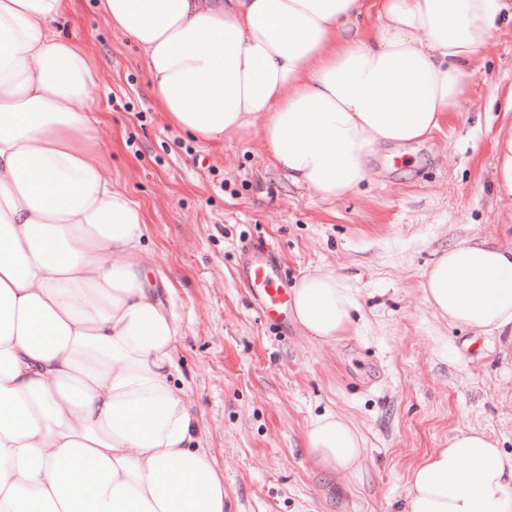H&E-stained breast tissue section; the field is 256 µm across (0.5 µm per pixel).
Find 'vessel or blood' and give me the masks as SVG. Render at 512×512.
<instances>
[{
    "label": "vessel or blood",
    "instance_id": "obj_1",
    "mask_svg": "<svg viewBox=\"0 0 512 512\" xmlns=\"http://www.w3.org/2000/svg\"><path fill=\"white\" fill-rule=\"evenodd\" d=\"M240 281L248 289L260 318L281 329L292 311V294L274 250L265 244L247 243L238 268Z\"/></svg>",
    "mask_w": 512,
    "mask_h": 512
}]
</instances>
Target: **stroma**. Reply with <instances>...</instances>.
<instances>
[{
  "label": "stroma",
  "instance_id": "35a3bbf8",
  "mask_svg": "<svg viewBox=\"0 0 512 512\" xmlns=\"http://www.w3.org/2000/svg\"><path fill=\"white\" fill-rule=\"evenodd\" d=\"M99 0H70L64 33L99 75L91 110L114 187L145 215L149 280L181 329L178 386L194 447L216 461L231 512H404L412 471L458 430L512 457V338L449 325L421 283L463 241H512L493 144L512 122V20L473 65L465 110L425 141L374 158L357 193L319 198L270 163L258 132L222 144L159 112L144 56L105 23ZM271 244L289 284L335 271L357 301L353 327L323 344L269 329L237 275L244 240ZM326 412L362 434L359 470L325 476L304 448Z\"/></svg>",
  "mask_w": 512,
  "mask_h": 512
}]
</instances>
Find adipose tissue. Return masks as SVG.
Instances as JSON below:
<instances>
[{"instance_id": "1", "label": "adipose tissue", "mask_w": 512, "mask_h": 512, "mask_svg": "<svg viewBox=\"0 0 512 512\" xmlns=\"http://www.w3.org/2000/svg\"><path fill=\"white\" fill-rule=\"evenodd\" d=\"M68 0H0V512H226L173 383L181 331L148 284L138 202L113 188L89 103L96 72L57 23ZM506 0H100L143 51L156 105L220 144L259 129L269 160L324 199L352 194L381 150L461 111ZM454 325L512 333V245L442 252L422 284ZM293 319L334 342L356 300L304 275ZM326 475L363 438L333 412L304 438ZM406 512H512V458L461 430L409 478Z\"/></svg>"}]
</instances>
